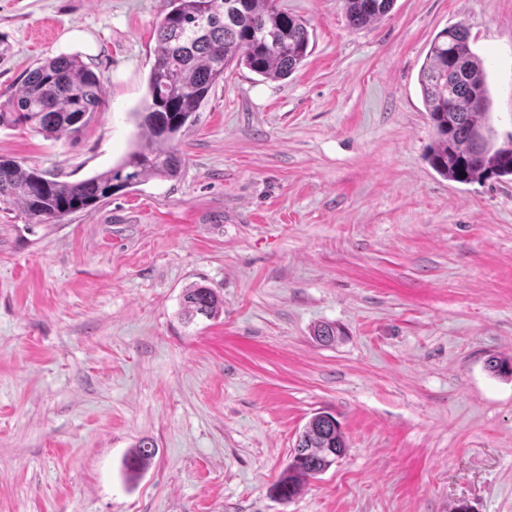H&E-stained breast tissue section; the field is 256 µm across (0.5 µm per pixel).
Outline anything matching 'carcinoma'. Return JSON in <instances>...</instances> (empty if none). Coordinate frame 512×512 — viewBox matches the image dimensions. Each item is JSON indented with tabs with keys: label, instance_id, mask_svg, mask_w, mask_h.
<instances>
[{
	"label": "carcinoma",
	"instance_id": "cac0c4a2",
	"mask_svg": "<svg viewBox=\"0 0 512 512\" xmlns=\"http://www.w3.org/2000/svg\"><path fill=\"white\" fill-rule=\"evenodd\" d=\"M343 2L347 25L361 29L386 17L394 0ZM168 5L156 24L147 96L132 113L139 133L130 151L116 165L75 182L59 181L1 156V204L17 208L30 223L56 224L149 178L176 179L185 164L178 137L197 120L224 74L245 67L265 79L284 80L307 56L306 24L281 9L277 0H168ZM419 84L434 132L427 159L438 175L460 184L512 175V134L501 146L487 135L486 73L464 24L434 36ZM104 93L103 77L76 56H59L29 71L20 88L0 102V127L26 124L47 139L70 138L101 110ZM223 305L214 289L196 285L183 291L181 314L188 321L215 319ZM345 448L336 418L315 415L276 484L278 495L292 498L328 470ZM155 452L153 442L139 441L125 460L127 478L137 479Z\"/></svg>",
	"mask_w": 512,
	"mask_h": 512
}]
</instances>
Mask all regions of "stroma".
<instances>
[{"label":"stroma","instance_id":"35a3bbf8","mask_svg":"<svg viewBox=\"0 0 512 512\" xmlns=\"http://www.w3.org/2000/svg\"><path fill=\"white\" fill-rule=\"evenodd\" d=\"M310 33L284 80L227 73L150 179L57 224L0 204V512H512V176L426 160L419 73L461 22L497 142L512 133V0H278ZM168 0H0V96L84 32L105 97L81 134L0 127V156L61 181L119 161ZM224 300L184 323V288ZM331 323L335 343L316 341ZM345 456L289 500L299 433ZM156 455L134 482L139 440ZM347 25L351 29L367 27L384 17L392 9L394 0H343ZM153 441L141 440L132 448L125 460V473L129 480L137 479L155 456Z\"/></svg>","mask_w":512,"mask_h":512}]
</instances>
